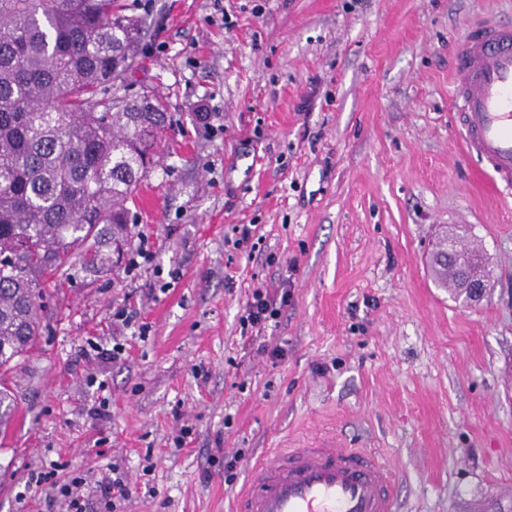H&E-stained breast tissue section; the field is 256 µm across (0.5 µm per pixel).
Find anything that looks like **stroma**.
I'll list each match as a JSON object with an SVG mask.
<instances>
[{"mask_svg": "<svg viewBox=\"0 0 512 512\" xmlns=\"http://www.w3.org/2000/svg\"><path fill=\"white\" fill-rule=\"evenodd\" d=\"M124 2L149 25L130 92L161 95L172 122L125 236L152 261L113 252L47 282L8 375L0 512H63L34 474L116 464L120 512H234L265 449L327 437L392 465L396 512H512V206L463 153L452 97L464 34L512 22V0ZM237 224L255 252L235 250ZM457 225L490 271L478 302L429 268ZM291 261L266 338L282 355L246 356L247 299ZM126 304L145 332L115 319Z\"/></svg>", "mask_w": 512, "mask_h": 512, "instance_id": "1", "label": "stroma"}]
</instances>
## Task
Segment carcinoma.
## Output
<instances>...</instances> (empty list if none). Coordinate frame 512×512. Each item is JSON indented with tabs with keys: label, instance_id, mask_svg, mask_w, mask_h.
<instances>
[{
	"label": "carcinoma",
	"instance_id": "cac0c4a2",
	"mask_svg": "<svg viewBox=\"0 0 512 512\" xmlns=\"http://www.w3.org/2000/svg\"><path fill=\"white\" fill-rule=\"evenodd\" d=\"M146 33L123 0H0V377L36 345L46 275L103 261L100 225L160 162L163 100L126 97ZM472 256L439 249L437 281ZM16 412L0 380L1 433Z\"/></svg>",
	"mask_w": 512,
	"mask_h": 512
}]
</instances>
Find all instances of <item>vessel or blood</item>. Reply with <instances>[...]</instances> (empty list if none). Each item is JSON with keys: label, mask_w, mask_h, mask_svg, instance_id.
<instances>
[{"label": "vessel or blood", "mask_w": 512, "mask_h": 512, "mask_svg": "<svg viewBox=\"0 0 512 512\" xmlns=\"http://www.w3.org/2000/svg\"><path fill=\"white\" fill-rule=\"evenodd\" d=\"M454 88L463 147L480 159L501 198H512V25L468 30ZM236 512H396L389 466L363 448L325 439L279 448L255 466Z\"/></svg>", "instance_id": "b4317fda"}]
</instances>
